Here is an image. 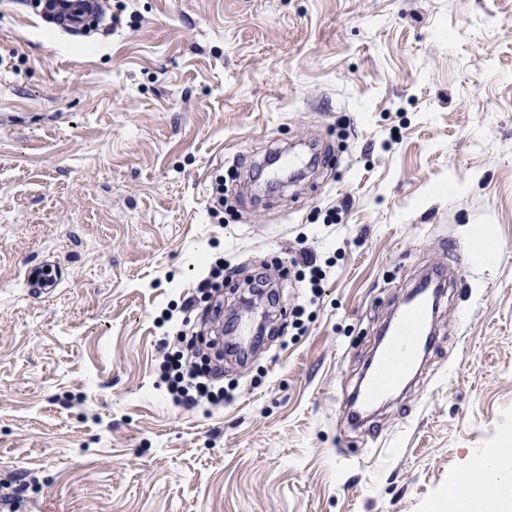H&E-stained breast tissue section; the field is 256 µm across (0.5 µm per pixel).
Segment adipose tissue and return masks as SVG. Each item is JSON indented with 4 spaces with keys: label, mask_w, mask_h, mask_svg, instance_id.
<instances>
[{
    "label": "adipose tissue",
    "mask_w": 512,
    "mask_h": 512,
    "mask_svg": "<svg viewBox=\"0 0 512 512\" xmlns=\"http://www.w3.org/2000/svg\"><path fill=\"white\" fill-rule=\"evenodd\" d=\"M505 452L484 454L480 462L460 476L458 494L451 500V512H468L475 502L498 496L512 486V467Z\"/></svg>",
    "instance_id": "adipose-tissue-1"
}]
</instances>
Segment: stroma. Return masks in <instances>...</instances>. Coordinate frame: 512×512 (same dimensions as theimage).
Segmentation results:
<instances>
[{"mask_svg": "<svg viewBox=\"0 0 512 512\" xmlns=\"http://www.w3.org/2000/svg\"><path fill=\"white\" fill-rule=\"evenodd\" d=\"M104 15L67 33L0 0V512H448L455 478L512 448V0ZM300 144L315 168L247 188ZM228 168L231 223L211 201ZM480 234L494 250L441 299L422 376L349 426L388 318ZM303 246L330 264L318 297ZM221 263L237 273L197 326L216 351L218 312L255 278L277 306L254 353L225 355L223 406L183 410L160 342Z\"/></svg>", "mask_w": 512, "mask_h": 512, "instance_id": "obj_1", "label": "stroma"}]
</instances>
